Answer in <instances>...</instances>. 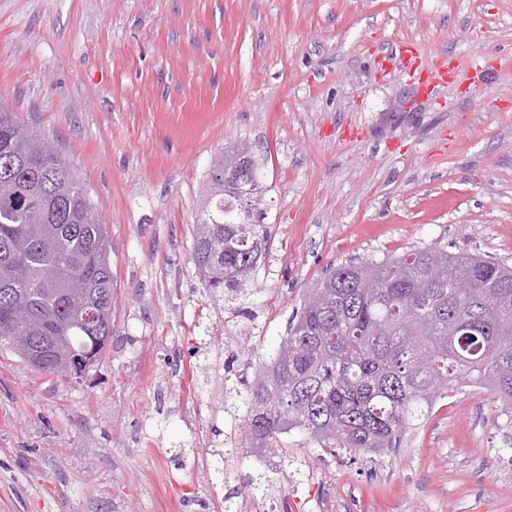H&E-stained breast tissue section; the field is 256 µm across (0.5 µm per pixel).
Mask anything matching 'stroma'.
I'll list each match as a JSON object with an SVG mask.
<instances>
[{"label":"stroma","mask_w":512,"mask_h":512,"mask_svg":"<svg viewBox=\"0 0 512 512\" xmlns=\"http://www.w3.org/2000/svg\"><path fill=\"white\" fill-rule=\"evenodd\" d=\"M448 67L422 89L381 52ZM481 57V69L470 61ZM0 106L76 168L112 238L98 365L0 345V512H512V406L449 393L403 448L282 435L216 475L227 337L252 380L334 265L441 246L512 265V0H0ZM249 145L271 230L253 319L192 260L215 156Z\"/></svg>","instance_id":"stroma-1"}]
</instances>
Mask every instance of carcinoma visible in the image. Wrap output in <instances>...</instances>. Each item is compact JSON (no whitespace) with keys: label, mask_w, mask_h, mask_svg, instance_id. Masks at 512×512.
Segmentation results:
<instances>
[{"label":"carcinoma","mask_w":512,"mask_h":512,"mask_svg":"<svg viewBox=\"0 0 512 512\" xmlns=\"http://www.w3.org/2000/svg\"><path fill=\"white\" fill-rule=\"evenodd\" d=\"M45 135L0 107V336L9 311L31 314L30 336L47 359L100 360L112 337V238L88 189ZM192 258L207 290L235 316L251 314V287L270 241L253 223L265 194L264 164L238 148L217 156ZM92 304L98 327L73 321ZM488 388L512 404V267L491 256L438 246L330 270L311 288L271 357L224 408L238 413L254 453L281 451L295 430L324 453L400 448L448 389Z\"/></svg>","instance_id":"carcinoma-1"}]
</instances>
